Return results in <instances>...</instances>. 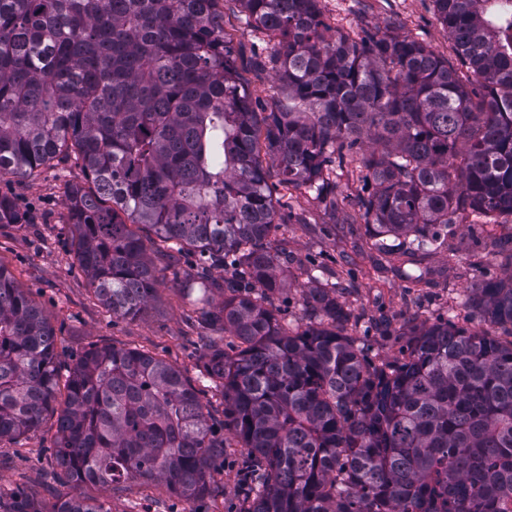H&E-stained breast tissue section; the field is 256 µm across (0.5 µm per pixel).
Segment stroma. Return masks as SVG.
<instances>
[{
	"mask_svg": "<svg viewBox=\"0 0 512 512\" xmlns=\"http://www.w3.org/2000/svg\"><path fill=\"white\" fill-rule=\"evenodd\" d=\"M324 20L354 39L379 31L417 39L449 67L465 72L447 28L438 20L432 0H319ZM224 40L232 50L236 78L249 95L257 126H264L283 93L274 77L276 41L253 31L238 0H220ZM266 181L281 228L273 246L281 254L280 275L286 288L270 296L268 306L281 324L296 327L303 315L304 290L328 280L338 286L337 298L353 311L346 333L374 361L399 357L408 331L416 326L451 321L471 332L489 328L464 302L472 288L506 278L502 250L512 242V216L493 224H452L448 247L429 253L420 270L422 290L410 288L387 255L372 247L364 222L349 203L360 188L355 175L338 180L335 201L316 197L308 188L281 184L279 171L267 152H260ZM83 180L80 168L51 164L27 178L0 181V195L8 197L24 215L21 224H0V264L17 285L52 319L56 351L62 368H69L93 346L137 349L181 371L208 405L215 429L224 423V398L207 378L203 365L212 332L198 323L187 300L174 283L196 273L197 254L174 249L154 255L159 271L158 291L148 309L134 319L112 316L95 298L85 273L74 257L67 227L65 184ZM55 415H47L38 429L13 440L0 441V487L22 490L54 504L70 494L54 472ZM224 462L212 473L214 491L196 500L171 495L164 484L136 480L109 489L88 487L110 512H239L236 492L243 454L232 436L224 438Z\"/></svg>",
	"mask_w": 512,
	"mask_h": 512,
	"instance_id": "1",
	"label": "stroma"
}]
</instances>
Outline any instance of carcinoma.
<instances>
[{"label": "carcinoma", "instance_id": "cac0c4a2", "mask_svg": "<svg viewBox=\"0 0 512 512\" xmlns=\"http://www.w3.org/2000/svg\"><path fill=\"white\" fill-rule=\"evenodd\" d=\"M218 2L0 0V180L81 167L90 185L64 190L75 259L114 317L138 316L159 285L132 226L199 254L204 271L176 288L238 341L233 356L210 346L205 368L245 448L241 512H512V275L468 297L501 336L422 326L379 364L343 333L334 288L305 292L319 322L292 331L266 307L285 282L258 159L263 139L281 183L323 198L354 168L353 205L396 261L445 247L450 224L512 215V0H433L463 76L413 38L331 36L318 0H239L278 39L287 98L262 131ZM23 221L0 197V224ZM217 267L222 283L206 276ZM59 382L50 316L0 265V440L55 414L58 481L208 492L224 438L179 370L94 346L62 401ZM0 512L109 510L0 492Z\"/></svg>", "mask_w": 512, "mask_h": 512}]
</instances>
